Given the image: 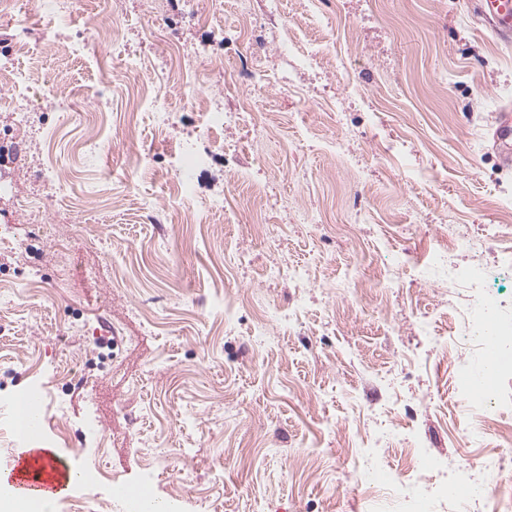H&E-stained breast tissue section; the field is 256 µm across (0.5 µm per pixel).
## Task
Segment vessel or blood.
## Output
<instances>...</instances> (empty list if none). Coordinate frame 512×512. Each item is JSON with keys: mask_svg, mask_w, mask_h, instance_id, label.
Instances as JSON below:
<instances>
[{"mask_svg": "<svg viewBox=\"0 0 512 512\" xmlns=\"http://www.w3.org/2000/svg\"><path fill=\"white\" fill-rule=\"evenodd\" d=\"M483 15L494 33L512 41V0H481ZM492 147L504 166L512 168V108L502 107L491 127ZM7 480L25 496H36L42 492L58 493L68 486L78 484V470L56 461L51 450L32 449L25 457L17 458Z\"/></svg>", "mask_w": 512, "mask_h": 512, "instance_id": "1", "label": "vessel or blood"}]
</instances>
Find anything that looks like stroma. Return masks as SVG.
<instances>
[{"label": "stroma", "mask_w": 512, "mask_h": 512, "mask_svg": "<svg viewBox=\"0 0 512 512\" xmlns=\"http://www.w3.org/2000/svg\"><path fill=\"white\" fill-rule=\"evenodd\" d=\"M281 2L248 42L240 12L266 16L267 0H222L205 25L185 0H75L73 26L114 18L119 33L82 59L41 55L23 167L0 110V469L19 448L3 402L37 385L57 458L105 472L54 512L78 498L123 512L112 492L149 470L159 479L148 492L176 512H391L379 477L407 470L416 444L433 481L478 476L465 512H486L512 486V472L482 474L512 426V378L507 407L487 421L466 411L454 374L461 361L486 366L460 334L462 305L483 288L512 318V170L489 135L512 104V42L478 21L475 0ZM149 23L161 40L142 42ZM254 48L268 73H289L291 93L273 87L255 104L260 149L235 124L203 140L212 160L198 196L171 208L170 146L202 123L181 81L198 77L201 95L236 111L246 85L218 68ZM313 50L323 71L297 63ZM173 51L176 70L162 65ZM130 54L133 71L121 63ZM105 80L103 112L94 93ZM161 85L174 126L128 125ZM144 152L154 168L128 172ZM260 184L288 202L274 249L262 242ZM27 194L39 211L13 207ZM219 196L230 217L206 211ZM147 206L161 223L143 221ZM464 233L487 246L458 249ZM62 240L73 261L64 286ZM443 247L457 267L480 268V288L397 266ZM297 265L308 269L299 283L267 277Z\"/></svg>", "instance_id": "stroma-1"}]
</instances>
